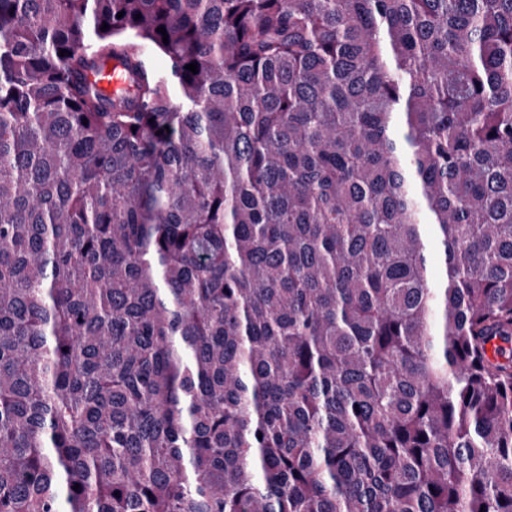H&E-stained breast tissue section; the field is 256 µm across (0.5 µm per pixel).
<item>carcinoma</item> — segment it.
Masks as SVG:
<instances>
[{
	"mask_svg": "<svg viewBox=\"0 0 512 512\" xmlns=\"http://www.w3.org/2000/svg\"><path fill=\"white\" fill-rule=\"evenodd\" d=\"M0 512H512V0H0Z\"/></svg>",
	"mask_w": 512,
	"mask_h": 512,
	"instance_id": "carcinoma-1",
	"label": "carcinoma"
}]
</instances>
